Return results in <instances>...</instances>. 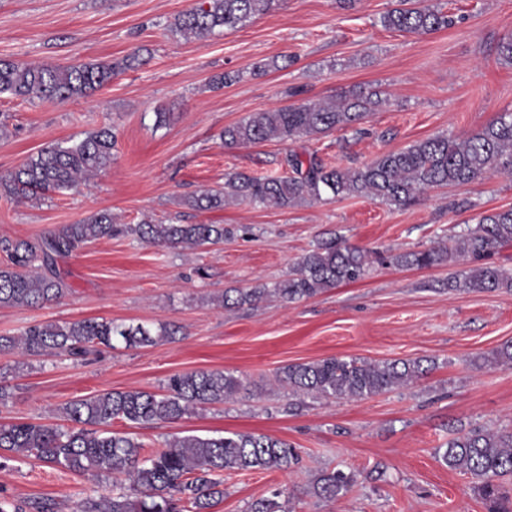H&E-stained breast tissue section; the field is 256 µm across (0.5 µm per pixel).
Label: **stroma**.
<instances>
[{
    "instance_id": "stroma-1",
    "label": "stroma",
    "mask_w": 512,
    "mask_h": 512,
    "mask_svg": "<svg viewBox=\"0 0 512 512\" xmlns=\"http://www.w3.org/2000/svg\"><path fill=\"white\" fill-rule=\"evenodd\" d=\"M197 0H0V59L24 64L117 61L140 52L144 65L113 77L88 97L65 102L0 96V176L44 147L81 139L104 125L117 135L109 167L76 190L40 201L0 198V239H32L109 210L116 223L221 224L224 243L170 249L118 235L88 244L59 262L69 285L40 308L0 307V335L43 321L107 319L181 326L172 342L116 347L87 361L0 354V423L61 425L68 401L106 391H161L176 373L222 370L246 389L175 423L114 422L155 448L176 436L264 433L293 444L301 462L287 471L231 473L214 512H249L281 489L287 512H488L470 479L448 469L437 450L460 432L512 425V366L479 356L512 341V292L461 294L451 270L373 263L365 276L293 304L269 299L227 310L212 304L229 288L283 279L328 232L380 252L430 248L481 213L512 206V177L491 174L459 187L431 189L406 207L368 197L307 202L288 209L232 203L210 211L183 208L182 195L223 184L227 175H287V154L318 153L342 168L373 162L437 134L463 139L512 111V66L497 55L512 36V0H427L453 26L408 34L382 26L399 0H280L276 10L206 39L170 25ZM288 57L263 75L254 65ZM236 73L215 89L214 76ZM355 86L383 91L386 101L363 122L298 141L224 146L220 134L246 113L325 100ZM176 119L155 124L158 109ZM205 268L199 277L197 268ZM329 356L369 362L430 359L416 383L362 401L290 402L277 372ZM354 478L336 501L315 496L326 472ZM9 498H52L64 512L108 495V477L76 476L32 459L0 470Z\"/></svg>"
}]
</instances>
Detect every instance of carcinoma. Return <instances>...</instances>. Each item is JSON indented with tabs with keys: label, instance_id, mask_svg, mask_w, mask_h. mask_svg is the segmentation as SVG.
<instances>
[{
	"label": "carcinoma",
	"instance_id": "carcinoma-1",
	"mask_svg": "<svg viewBox=\"0 0 512 512\" xmlns=\"http://www.w3.org/2000/svg\"><path fill=\"white\" fill-rule=\"evenodd\" d=\"M280 0H198L174 20L172 31L204 39L215 30L234 29L268 13ZM382 25L399 32L426 33L448 28L454 20L414 0H400L387 12ZM138 56L117 62H88L70 66H28L0 60V95L30 100L65 101L90 96L132 66ZM385 102L378 91L349 89L325 102H305L276 109H257L224 128L226 145H255L266 141H293L336 129L353 127ZM117 138L104 126L42 148L18 169L0 177V195L39 199L48 192L71 190L108 167ZM287 176L230 175L224 186L182 198L196 211L226 203L292 207L306 199L331 202L337 198L372 197L401 207L425 190L473 183L489 174L512 175V111L462 141L436 135L406 148L388 152L355 169H342L316 153H290ZM130 235L168 248H200L224 241L231 230L222 224H115L107 210L34 239H0L6 261L0 263V306L40 307L60 300L68 290L57 269L58 260L87 243L114 235ZM512 243V207L482 214L475 227L437 245L378 259L407 269H428L457 263L461 268L448 279L460 293L512 291V274L487 261L499 247ZM368 254L349 245L337 233L319 239L285 280L257 288L235 289L216 298L226 309L253 306L273 297L284 303L312 298L326 288L363 278ZM180 328L164 324L156 332L105 319L37 322L18 336L0 335V352L32 356L83 357L114 349L139 348L176 339ZM422 361L393 360L372 364L354 358L327 357L292 364L278 373V381L295 397L316 395L327 400H363L422 378ZM166 393L143 390L107 391L72 400L61 411L67 426L17 421L0 424V467L16 456L33 457L47 466L79 475L113 479L112 494L89 497L80 512H211L224 497V473L289 470L299 463L298 449L280 438L257 433L219 436L185 435L160 449L144 445L126 433L110 430L116 420L136 425L173 423L197 407L224 403L245 389L242 379L220 370L193 371L168 378ZM440 458L451 470L470 476L472 488L490 503L489 512H512V491L501 479L512 476V427L473 428L449 440ZM352 479L342 471L321 475L316 496L327 501L344 497ZM282 492L251 505L250 512H282ZM0 512H59L53 499L15 502L0 496Z\"/></svg>",
	"mask_w": 512,
	"mask_h": 512
}]
</instances>
